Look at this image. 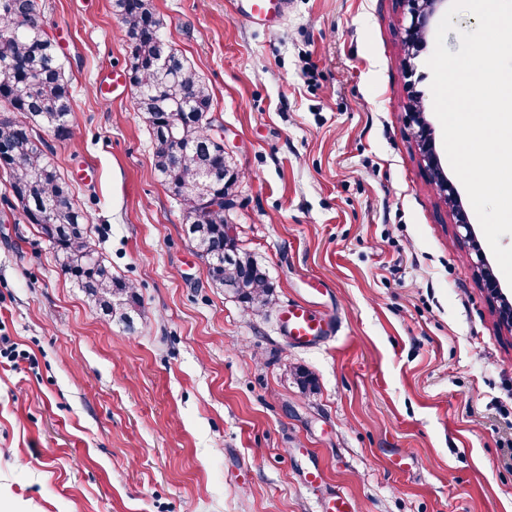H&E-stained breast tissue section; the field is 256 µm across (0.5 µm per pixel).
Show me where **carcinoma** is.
Masks as SVG:
<instances>
[{
    "label": "carcinoma",
    "instance_id": "cac0c4a2",
    "mask_svg": "<svg viewBox=\"0 0 512 512\" xmlns=\"http://www.w3.org/2000/svg\"><path fill=\"white\" fill-rule=\"evenodd\" d=\"M130 49L134 111L152 133L155 170L184 205L189 240L207 277L243 302L267 306L273 289L265 271L224 234V197L239 174L224 162V146L208 138L213 92L172 48L152 0H111ZM168 66H157L161 55ZM73 99L57 44L45 29L38 0H0V171L9 177L26 224L39 226L60 270L102 313L125 325L141 307L136 291L112 277L96 255L89 214L51 158V146L73 137Z\"/></svg>",
    "mask_w": 512,
    "mask_h": 512
}]
</instances>
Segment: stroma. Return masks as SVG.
<instances>
[{"instance_id":"1","label":"stroma","mask_w":512,"mask_h":512,"mask_svg":"<svg viewBox=\"0 0 512 512\" xmlns=\"http://www.w3.org/2000/svg\"><path fill=\"white\" fill-rule=\"evenodd\" d=\"M153 2L213 91L241 173L226 220L275 301L255 313L208 280L133 88L105 91L130 56L110 0H40L73 95L52 158L142 312L105 318L0 174V512H320L333 492L356 512H512V335L485 236L419 150L414 100L442 127L406 7L288 0L261 26L225 0ZM312 278L337 333L301 349L278 313Z\"/></svg>"}]
</instances>
